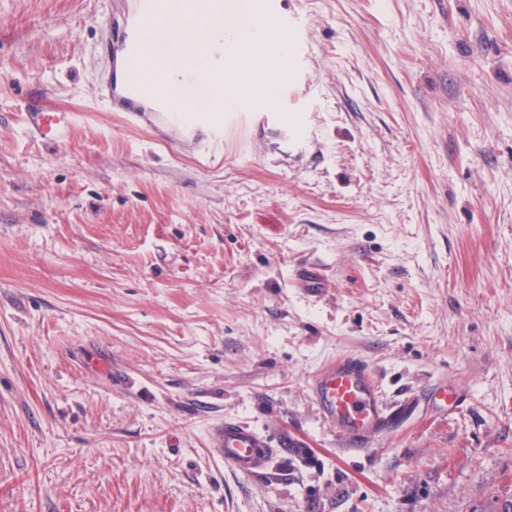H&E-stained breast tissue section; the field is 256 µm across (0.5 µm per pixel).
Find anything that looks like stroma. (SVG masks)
Listing matches in <instances>:
<instances>
[{"label": "stroma", "instance_id": "stroma-1", "mask_svg": "<svg viewBox=\"0 0 512 512\" xmlns=\"http://www.w3.org/2000/svg\"><path fill=\"white\" fill-rule=\"evenodd\" d=\"M130 3L0 0V512H503L512 0H282L281 120L220 139L111 111ZM343 354L413 405L360 450L310 391ZM228 419L280 444L262 473ZM22 113L27 125L39 133L43 142L51 144L66 139L71 122L62 112H48L47 107L24 103ZM210 441L224 462L243 475L264 470L278 448L257 430L234 420H225L211 433Z\"/></svg>", "mask_w": 512, "mask_h": 512}]
</instances>
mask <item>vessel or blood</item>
I'll use <instances>...</instances> for the list:
<instances>
[{
	"label": "vessel or blood",
	"instance_id": "obj_1",
	"mask_svg": "<svg viewBox=\"0 0 512 512\" xmlns=\"http://www.w3.org/2000/svg\"><path fill=\"white\" fill-rule=\"evenodd\" d=\"M176 8V0H134L133 9L125 15L120 41L125 90L114 96L119 111L138 112L148 103L154 105L160 121L171 125L184 121L181 97L172 94L163 69L143 57L146 36L165 25ZM254 11L280 30L289 27L287 17L279 11L278 0H254ZM224 112L223 99H215L208 113L197 117L196 123L211 134L222 133ZM22 113L27 125L49 144L64 141L71 127L66 115L42 106L23 104ZM312 392L328 425L352 448L363 447L385 430L393 414L368 364L351 354L317 371ZM210 441L225 463L243 475L261 472L276 453L275 445L266 436L234 420L215 429Z\"/></svg>",
	"mask_w": 512,
	"mask_h": 512
}]
</instances>
